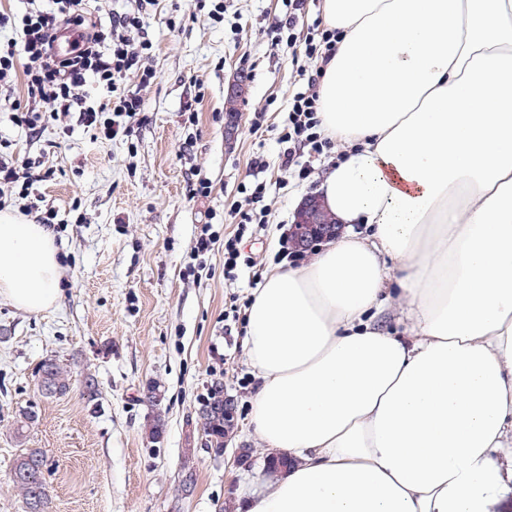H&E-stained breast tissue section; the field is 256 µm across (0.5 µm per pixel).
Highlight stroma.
<instances>
[{
    "instance_id": "35a3bbf8",
    "label": "stroma",
    "mask_w": 512,
    "mask_h": 512,
    "mask_svg": "<svg viewBox=\"0 0 512 512\" xmlns=\"http://www.w3.org/2000/svg\"><path fill=\"white\" fill-rule=\"evenodd\" d=\"M286 2L223 0L214 17L191 15L186 0H153L145 25L154 50L145 64L158 78L143 92L132 139L94 138L72 117L33 139L14 124L12 102L0 100V150L54 169L34 183L31 199L54 215L63 268L60 299L46 313L0 299V512H26L11 474L24 448L45 455L52 512H217L259 488L266 449L250 423L257 381L235 312L255 290L254 270L288 259L295 209L316 194L336 156L330 149L311 160L303 180L279 164L293 94L318 67L303 55L307 26L322 18V0H304L292 32L277 31ZM239 75L245 100L228 137V90ZM188 106L197 114L192 124L182 116ZM257 156L268 164L260 175L266 217L241 243L256 266L228 280L223 248L192 264L197 231L210 223L222 238L235 236V210L247 204L243 186ZM201 180L211 194L192 197ZM51 356L71 372L60 398L43 397L35 377ZM89 375L99 388L94 406L83 394ZM216 381L235 401V426L220 454L208 447L200 420V396ZM26 407L38 418L20 436L15 416ZM241 448L251 449V465L238 462ZM188 468L195 483L186 496Z\"/></svg>"
}]
</instances>
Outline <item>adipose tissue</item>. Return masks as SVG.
I'll return each instance as SVG.
<instances>
[{"instance_id": "obj_1", "label": "adipose tissue", "mask_w": 512, "mask_h": 512, "mask_svg": "<svg viewBox=\"0 0 512 512\" xmlns=\"http://www.w3.org/2000/svg\"><path fill=\"white\" fill-rule=\"evenodd\" d=\"M317 85L347 232L247 310L251 421L287 471L237 512H493L512 456V0H323ZM369 225L358 238L351 228ZM52 227L0 212V298L38 314ZM395 301L402 341L370 313Z\"/></svg>"}]
</instances>
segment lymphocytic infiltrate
Listing matches in <instances>:
<instances>
[{
  "mask_svg": "<svg viewBox=\"0 0 512 512\" xmlns=\"http://www.w3.org/2000/svg\"><path fill=\"white\" fill-rule=\"evenodd\" d=\"M26 12L14 23L16 34L0 40V89L22 78L26 102L14 121L30 137H39L49 121L77 116L95 137L113 140L132 137L143 110L141 92L156 79L143 60L153 51L144 38L141 12L126 11L102 20V0H27ZM74 28L83 41L66 57L56 56L54 43L61 30ZM94 82L103 97L98 107L88 106L84 88ZM316 78L293 97L292 109L280 140L286 148L281 164L291 167L298 151L322 155L330 146L322 137L317 117ZM50 170L13 155H0V186L27 195L34 183L50 178Z\"/></svg>",
  "mask_w": 512,
  "mask_h": 512,
  "instance_id": "lymphocytic-infiltrate-1",
  "label": "lymphocytic infiltrate"
}]
</instances>
